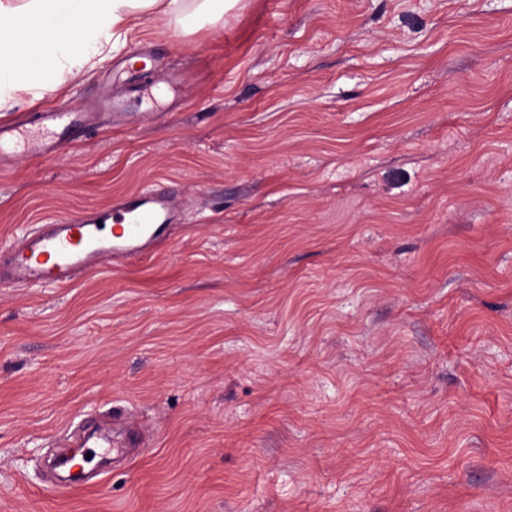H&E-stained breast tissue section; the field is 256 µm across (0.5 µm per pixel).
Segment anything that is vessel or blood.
<instances>
[{
    "label": "vessel or blood",
    "mask_w": 512,
    "mask_h": 512,
    "mask_svg": "<svg viewBox=\"0 0 512 512\" xmlns=\"http://www.w3.org/2000/svg\"><path fill=\"white\" fill-rule=\"evenodd\" d=\"M33 120L44 136L32 150L47 160L54 158L59 144L100 130L99 113L89 110H43ZM24 141L22 126L0 122V168L8 149H20ZM180 212L171 193L144 190L115 208L40 225L0 249V285L66 287L84 271L147 255L164 244Z\"/></svg>",
    "instance_id": "b4317fda"
}]
</instances>
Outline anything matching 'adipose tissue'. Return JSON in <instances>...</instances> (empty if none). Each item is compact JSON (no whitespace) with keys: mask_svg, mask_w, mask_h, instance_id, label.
<instances>
[{"mask_svg":"<svg viewBox=\"0 0 512 512\" xmlns=\"http://www.w3.org/2000/svg\"><path fill=\"white\" fill-rule=\"evenodd\" d=\"M227 0H0V111L65 88L135 32L142 17L183 29L223 17Z\"/></svg>","mask_w":512,"mask_h":512,"instance_id":"1","label":"adipose tissue"}]
</instances>
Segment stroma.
Segmentation results:
<instances>
[{
    "instance_id": "35a3bbf8",
    "label": "stroma",
    "mask_w": 512,
    "mask_h": 512,
    "mask_svg": "<svg viewBox=\"0 0 512 512\" xmlns=\"http://www.w3.org/2000/svg\"><path fill=\"white\" fill-rule=\"evenodd\" d=\"M113 90L132 126L0 171V246L149 188L182 221L0 285V512H512V0L148 16L42 103ZM114 411L136 456L52 484Z\"/></svg>"
}]
</instances>
